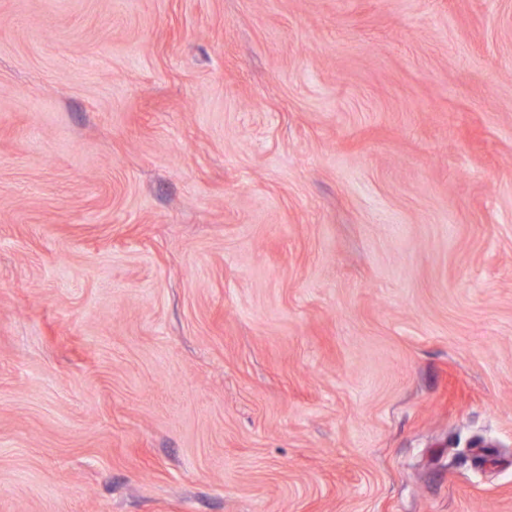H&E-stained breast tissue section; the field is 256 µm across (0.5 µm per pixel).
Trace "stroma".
Segmentation results:
<instances>
[{
    "instance_id": "1",
    "label": "stroma",
    "mask_w": 512,
    "mask_h": 512,
    "mask_svg": "<svg viewBox=\"0 0 512 512\" xmlns=\"http://www.w3.org/2000/svg\"><path fill=\"white\" fill-rule=\"evenodd\" d=\"M0 512H512V0H0Z\"/></svg>"
}]
</instances>
